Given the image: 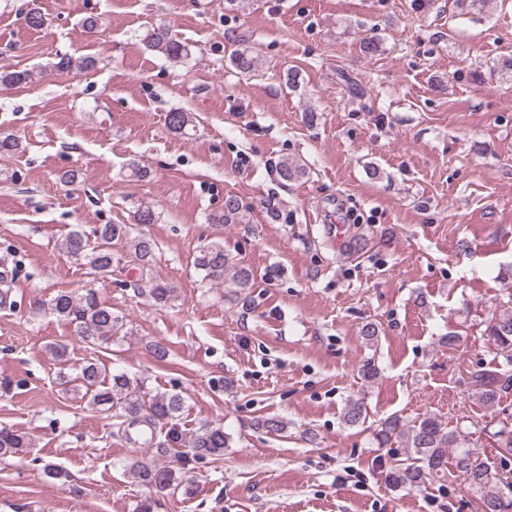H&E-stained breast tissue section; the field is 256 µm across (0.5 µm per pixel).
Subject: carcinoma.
<instances>
[{"label": "carcinoma", "mask_w": 512, "mask_h": 512, "mask_svg": "<svg viewBox=\"0 0 512 512\" xmlns=\"http://www.w3.org/2000/svg\"><path fill=\"white\" fill-rule=\"evenodd\" d=\"M143 42L147 48L176 62L191 54L187 43L178 40L172 31L157 27L146 33ZM231 63L242 74L257 70L258 61L246 48L233 51ZM94 66V59L63 57L58 67L67 71H86ZM33 72L13 71L0 74V86L6 89L32 82ZM168 129L179 136H189L193 120L189 113L175 109L166 115ZM279 175L286 181L300 180L307 175L305 166L285 159L279 164ZM241 212L239 200L228 196L224 200V212L212 217L215 224H228ZM127 240L139 269L149 271L156 258V243L145 235L130 237L127 224H101L87 235L80 231L69 233L60 244L67 256L89 266L98 279L112 275V242ZM195 267L205 277L220 281L228 280L236 288H249L254 281L253 271L234 262L224 251V244L211 241L196 251ZM51 309L66 321L73 333L91 350L109 343L122 328V318L102 302L96 290L85 293L60 292L51 301ZM495 350V362L480 366L470 372L469 395L487 410H495L502 395L512 389V310L506 309L492 316L484 330ZM59 371L57 384L67 393L74 389L84 391L87 403L93 409L115 419L117 432L128 435L129 429L146 423L150 426L147 445L154 447L161 457L175 456L185 462L203 460L224 455L230 438L224 427L214 425L195 432L190 438L183 437L179 420L186 405L179 393L155 394L144 399L142 386L137 379L124 372H114L98 359H89L71 375L65 372L68 365V347L55 343L49 346ZM343 421L348 426H359L369 418V410L363 399H350L343 408ZM490 438L500 459L502 470L492 468L472 448L470 427L459 424L446 427L435 414L428 415L414 424L397 416L385 418L375 440L384 448L394 442L404 444V456L391 468L389 481L397 489L422 488L426 483L445 482L451 477L463 479L478 500L480 512H512V415L491 420ZM31 447L28 436L10 429H0V458L16 456ZM135 478L145 486L163 491L177 482L176 473L165 467L141 466L133 469Z\"/></svg>", "instance_id": "carcinoma-1"}]
</instances>
